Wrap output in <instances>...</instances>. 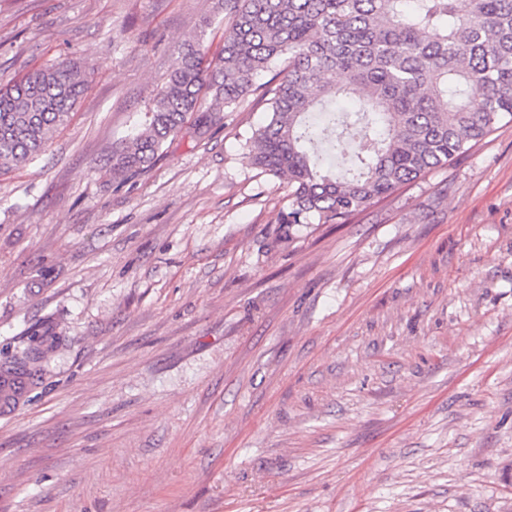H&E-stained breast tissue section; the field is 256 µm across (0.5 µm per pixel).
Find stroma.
Listing matches in <instances>:
<instances>
[{
	"label": "stroma",
	"instance_id": "1",
	"mask_svg": "<svg viewBox=\"0 0 512 512\" xmlns=\"http://www.w3.org/2000/svg\"><path fill=\"white\" fill-rule=\"evenodd\" d=\"M221 0H0V87L87 88L0 170V357L53 321L0 415V512H512V122L344 224L278 223L259 90L116 186ZM60 336L52 325L35 326L27 333L21 345L0 360V402L15 410L27 402L32 387L42 383L49 355L59 346ZM22 384L11 394L3 395V387Z\"/></svg>",
	"mask_w": 512,
	"mask_h": 512
}]
</instances>
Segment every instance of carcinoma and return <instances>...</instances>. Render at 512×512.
<instances>
[{
    "label": "carcinoma",
    "mask_w": 512,
    "mask_h": 512,
    "mask_svg": "<svg viewBox=\"0 0 512 512\" xmlns=\"http://www.w3.org/2000/svg\"><path fill=\"white\" fill-rule=\"evenodd\" d=\"M224 11L222 56L185 48L141 128L112 147V180L153 166L190 115L206 138L262 72L278 80L250 152L288 178L280 224H344L512 121V0H224ZM85 90L71 63L0 88V168L45 152ZM59 344L52 325L35 326L0 360L1 404L27 402Z\"/></svg>",
    "instance_id": "1"
}]
</instances>
